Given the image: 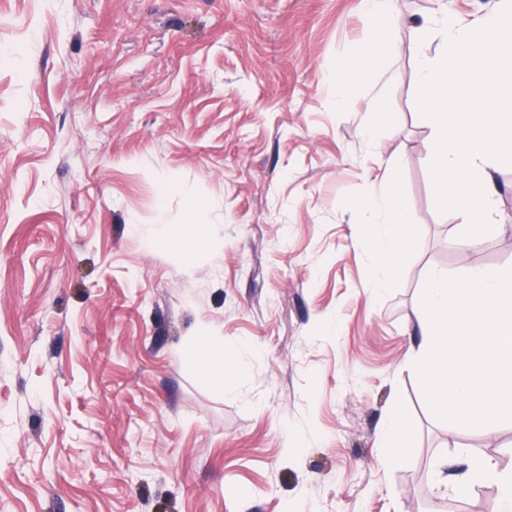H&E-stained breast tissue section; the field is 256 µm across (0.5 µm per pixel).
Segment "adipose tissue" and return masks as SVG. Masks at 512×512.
Returning <instances> with one entry per match:
<instances>
[{
	"label": "adipose tissue",
	"instance_id": "1",
	"mask_svg": "<svg viewBox=\"0 0 512 512\" xmlns=\"http://www.w3.org/2000/svg\"><path fill=\"white\" fill-rule=\"evenodd\" d=\"M371 36L367 43L337 64L332 73L341 93L349 94L359 90L365 79L384 68L390 61L395 46L387 27L371 25ZM361 207L383 216L380 224L371 226L367 243L374 258L372 283L374 292H382L402 273L400 258L407 246L404 232L407 224V206L397 186L378 197L362 201ZM193 346L204 363L202 380L216 388L224 386V340L209 334H201L193 340ZM459 489L477 487L489 489L492 498V512H512V471L499 470L493 462L483 458L469 459L460 477Z\"/></svg>",
	"mask_w": 512,
	"mask_h": 512
}]
</instances>
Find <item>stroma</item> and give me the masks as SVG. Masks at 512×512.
Returning <instances> with one entry per match:
<instances>
[{
  "mask_svg": "<svg viewBox=\"0 0 512 512\" xmlns=\"http://www.w3.org/2000/svg\"><path fill=\"white\" fill-rule=\"evenodd\" d=\"M437 7L393 0L389 66L343 96L367 0H0V512H489L455 476L512 468V421L439 418L409 358L428 273L512 266V164L470 247L437 205L412 52ZM391 183L411 237L373 297L359 203ZM193 222L190 257L149 234ZM193 346L204 362L202 381L224 392V339L203 331L194 338ZM406 428L403 418L394 413L380 432L381 439L388 445V461L397 466L405 465L411 454L406 443Z\"/></svg>",
  "mask_w": 512,
  "mask_h": 512,
  "instance_id": "1",
  "label": "stroma"
}]
</instances>
